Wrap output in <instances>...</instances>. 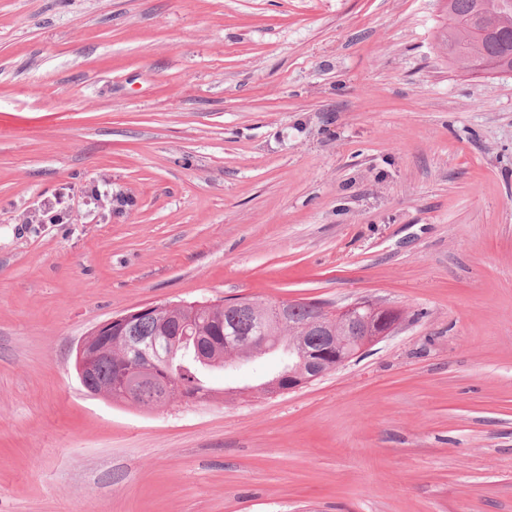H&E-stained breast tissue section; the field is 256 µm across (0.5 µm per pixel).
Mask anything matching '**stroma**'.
<instances>
[{"label":"stroma","mask_w":512,"mask_h":512,"mask_svg":"<svg viewBox=\"0 0 512 512\" xmlns=\"http://www.w3.org/2000/svg\"><path fill=\"white\" fill-rule=\"evenodd\" d=\"M442 0H0V512H512V75ZM368 299L331 374L86 392L135 307ZM187 366V388L186 390H180L176 383L173 382V392L170 402L177 399L185 401L186 403L190 401L195 402L208 400L210 396H212V389L205 385L204 381L200 377V374H198V369L195 370L190 364H187Z\"/></svg>","instance_id":"35a3bbf8"}]
</instances>
